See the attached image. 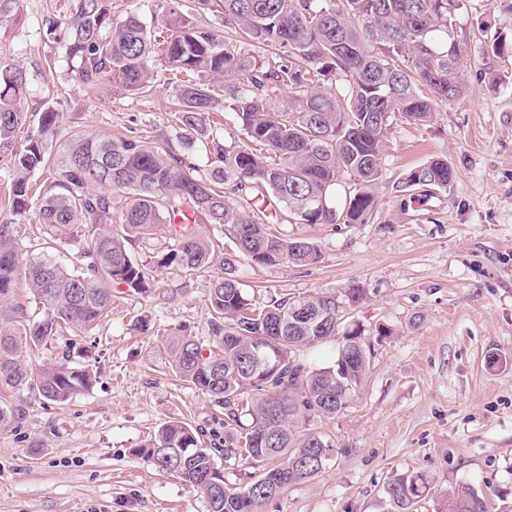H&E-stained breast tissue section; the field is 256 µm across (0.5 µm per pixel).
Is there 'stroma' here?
<instances>
[{"label": "stroma", "mask_w": 512, "mask_h": 512, "mask_svg": "<svg viewBox=\"0 0 512 512\" xmlns=\"http://www.w3.org/2000/svg\"><path fill=\"white\" fill-rule=\"evenodd\" d=\"M68 4L16 0L12 17L0 21V57L27 72L28 113L49 105L60 114V134H137L206 166L209 144L184 148L162 83L130 95L72 80L63 39L45 35L48 21L64 23ZM481 20L489 35L512 43V0H464L451 36L469 49L468 93L439 103L431 126L389 132L374 223L288 224L287 234L319 242L321 263L238 266L259 301L358 284L368 299L355 317L367 338L382 325L392 331L376 341L348 405L307 423L334 441V462L265 512H390L384 488L410 472L431 483L418 512H446L449 493L463 483L487 495L491 512H512V78L499 79L512 75V53L481 52L473 35ZM436 157L454 171L447 190L420 206L404 202L402 179ZM12 178L10 154L0 151V223L17 222L22 253H42L45 227L12 215ZM208 289L206 278L164 269L145 293L116 292L110 320L30 352L34 365L69 355L97 381L64 404L15 391L25 416L0 431V512H206L199 491L135 450L175 419L202 430L205 441L224 442L223 408L175 380L166 350L182 329L210 344Z\"/></svg>", "instance_id": "35a3bbf8"}]
</instances>
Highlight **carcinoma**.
<instances>
[{
    "label": "carcinoma",
    "mask_w": 512,
    "mask_h": 512,
    "mask_svg": "<svg viewBox=\"0 0 512 512\" xmlns=\"http://www.w3.org/2000/svg\"><path fill=\"white\" fill-rule=\"evenodd\" d=\"M463 0H195V10L224 15L262 54L245 53L214 28L161 7L154 31L134 12L117 15L112 0H70L65 53L73 79L87 88L112 84L134 92L163 81L172 90V122L180 138L210 141L202 169L185 154L139 135L114 139L75 132L57 137L60 114L48 107L23 149L11 154V211L46 227L51 241L77 239L79 265L69 268L44 253L24 257L17 230L0 224V429L23 418V406L4 391L26 386L65 403L90 389L91 372L68 361L32 367L30 351L65 329H83L112 315V292L143 293L169 267L210 280L206 351L179 333L169 345L175 377L224 404V459L252 468L230 487L200 432L173 420L136 449L159 471L205 497L207 512H263L272 500L266 476L284 487L302 484L333 461L302 429L310 415L332 417L359 392L373 353L358 324L339 329L335 364L309 368L300 353L335 334L302 321L295 310L336 301L353 308L365 289L272 296L252 302L236 275L242 260L260 266L320 263L310 238L282 232L281 214L297 224H368L378 213L376 190L387 132L396 124L428 126L437 105L467 94V50L448 41ZM328 90L314 91L320 80ZM26 72L0 59V148L29 119ZM285 87L289 105L270 93ZM236 125L244 141L227 144L222 125ZM53 173L32 194L31 174ZM453 178L434 158L409 173L400 192L425 203ZM123 199L114 201L115 195ZM253 202L242 206L235 200ZM191 204L185 214L182 204ZM228 235L230 247L221 245ZM160 236L167 242L153 265L133 246ZM25 281L37 315L20 319L14 302ZM430 489L423 473L402 474L384 487L394 512H416ZM448 512H489L485 494L461 484Z\"/></svg>",
    "instance_id": "1"
}]
</instances>
